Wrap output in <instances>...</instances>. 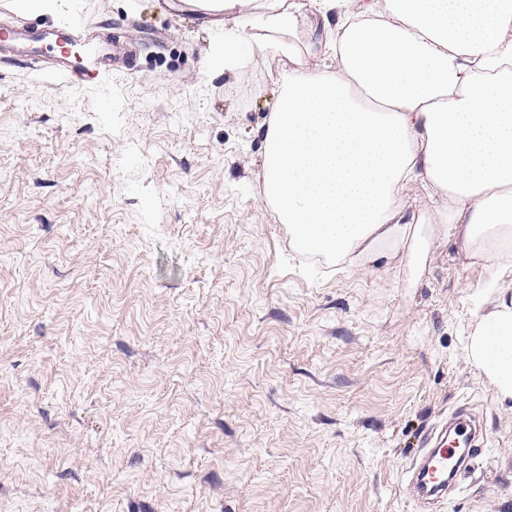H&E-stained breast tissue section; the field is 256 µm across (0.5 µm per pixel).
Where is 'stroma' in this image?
<instances>
[{
    "mask_svg": "<svg viewBox=\"0 0 512 512\" xmlns=\"http://www.w3.org/2000/svg\"><path fill=\"white\" fill-rule=\"evenodd\" d=\"M111 25L131 68L72 87L0 69V512H418L425 425L466 407L485 452L437 512H512V400L468 346L512 277L430 242L296 252L263 194L281 79L157 0H17Z\"/></svg>",
    "mask_w": 512,
    "mask_h": 512,
    "instance_id": "stroma-1",
    "label": "stroma"
}]
</instances>
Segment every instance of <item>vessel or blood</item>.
<instances>
[{
    "instance_id": "vessel-or-blood-1",
    "label": "vessel or blood",
    "mask_w": 512,
    "mask_h": 512,
    "mask_svg": "<svg viewBox=\"0 0 512 512\" xmlns=\"http://www.w3.org/2000/svg\"><path fill=\"white\" fill-rule=\"evenodd\" d=\"M176 8L199 21L219 24L224 20L223 0H178ZM102 32V27L77 18L50 25L26 21L0 0V63H18L75 86L95 85L111 77L115 54L95 51L77 61L68 49L97 43ZM483 452L475 415L466 409L453 412L448 420L420 433L418 452L402 486L421 512H433L436 504L468 476L473 460Z\"/></svg>"
}]
</instances>
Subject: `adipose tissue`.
Here are the masks:
<instances>
[{
  "label": "adipose tissue",
  "instance_id": "1",
  "mask_svg": "<svg viewBox=\"0 0 512 512\" xmlns=\"http://www.w3.org/2000/svg\"><path fill=\"white\" fill-rule=\"evenodd\" d=\"M286 68L263 135V193L295 246L342 261L398 243L408 188L466 257L512 271V0H223ZM512 398V312L470 345Z\"/></svg>",
  "mask_w": 512,
  "mask_h": 512
}]
</instances>
